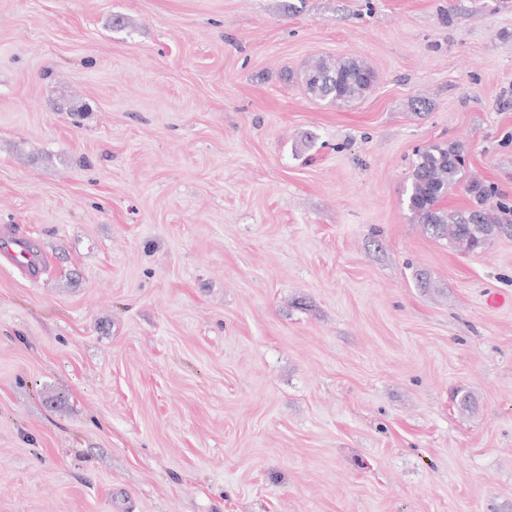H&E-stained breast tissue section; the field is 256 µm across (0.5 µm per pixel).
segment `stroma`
Segmentation results:
<instances>
[{
  "mask_svg": "<svg viewBox=\"0 0 512 512\" xmlns=\"http://www.w3.org/2000/svg\"><path fill=\"white\" fill-rule=\"evenodd\" d=\"M440 142L512 203V0H0V512H512V238L411 222ZM375 72L361 57H320L311 61L303 74L310 97L334 105H348L364 98L375 83ZM0 256L7 258L30 278L36 279L44 271L39 256L21 238H0Z\"/></svg>",
  "mask_w": 512,
  "mask_h": 512,
  "instance_id": "1",
  "label": "stroma"
}]
</instances>
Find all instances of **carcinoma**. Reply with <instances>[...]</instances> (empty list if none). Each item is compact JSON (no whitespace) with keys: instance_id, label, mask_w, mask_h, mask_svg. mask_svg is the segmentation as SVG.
Masks as SVG:
<instances>
[{"instance_id":"1","label":"carcinoma","mask_w":512,"mask_h":512,"mask_svg":"<svg viewBox=\"0 0 512 512\" xmlns=\"http://www.w3.org/2000/svg\"><path fill=\"white\" fill-rule=\"evenodd\" d=\"M315 100L348 105L364 98L375 83V72L361 57H320L311 61L302 78ZM408 210L436 239L448 240L454 250L470 254L482 251L500 237H512V206L490 203L495 191L467 172L463 148L455 143L420 148L409 176ZM463 187L469 207L450 210L443 205L448 193Z\"/></svg>"}]
</instances>
